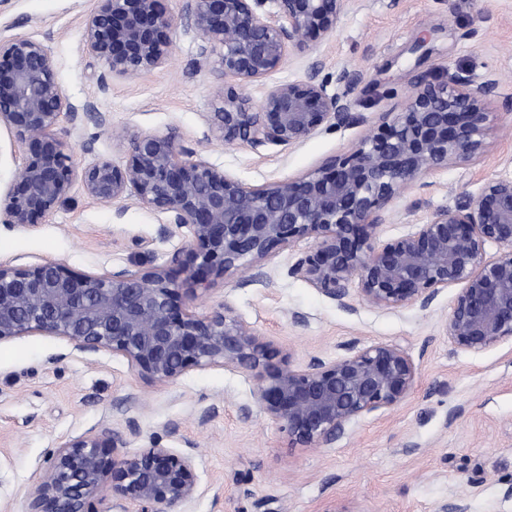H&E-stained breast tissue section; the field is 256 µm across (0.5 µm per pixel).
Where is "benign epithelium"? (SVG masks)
<instances>
[{"label":"benign epithelium","mask_w":512,"mask_h":512,"mask_svg":"<svg viewBox=\"0 0 512 512\" xmlns=\"http://www.w3.org/2000/svg\"><path fill=\"white\" fill-rule=\"evenodd\" d=\"M85 20L83 49L106 78H132L161 66L172 51L175 15L162 0H96ZM180 17L202 38L201 55L232 80L216 91L204 137L258 152L298 146L322 128L356 120L348 96L358 77L343 68L342 94L318 80L284 81L253 107L237 89L262 82L286 59L303 58L309 41L329 36L350 0H179ZM497 80H478L451 64L421 78L402 105L382 113L377 130L349 154L295 179L248 186L181 144L179 133L130 137L118 166L99 159L74 165L56 132L76 125L78 109L61 84L50 46L29 35L0 37V130L22 151L15 179L0 191L5 223L27 229L69 200L73 183L106 206L127 197L187 229L189 242L170 264L104 274L69 270L54 260L33 267L0 263V343L30 335L63 338L71 350L108 351L148 382H173L187 371L224 366L251 376L259 411L288 444L329 445L348 425L400 405L414 390L418 366L398 344L346 348L301 368L221 304L193 311L199 291L239 276L241 288L270 283L272 253L309 239L288 275L339 305L360 301L388 311L428 306L457 292L445 325L448 340L471 352L512 341V177L485 180L477 195L435 210L414 231L379 243L393 200L422 189L428 173L475 162L485 151L489 102ZM499 251L490 255L486 246ZM140 437L129 419L101 424L57 450L29 495L27 512H88L105 493L123 512H187L200 492L192 448L158 438L127 452Z\"/></svg>","instance_id":"benign-epithelium-1"}]
</instances>
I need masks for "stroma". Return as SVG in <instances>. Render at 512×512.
I'll return each mask as SVG.
<instances>
[{
  "instance_id": "obj_1",
  "label": "stroma",
  "mask_w": 512,
  "mask_h": 512,
  "mask_svg": "<svg viewBox=\"0 0 512 512\" xmlns=\"http://www.w3.org/2000/svg\"><path fill=\"white\" fill-rule=\"evenodd\" d=\"M95 0H0V35L47 40L58 75L77 107L94 104L105 126L83 121L68 135L73 162L101 158L125 165L121 135L179 131L185 147L250 186L302 176L353 151L392 103H404L411 84L453 63L474 77L494 74L492 121L485 152L426 175V188L403 191L388 223L375 231L386 242L411 232L439 208L476 195L485 179L512 176V0H351L335 32L314 41L311 59L336 92V72L359 77L353 95L359 122L324 130L296 147L253 152L205 140L220 73L200 55L201 40L179 18L173 50L160 67L134 79H109L85 54L82 33ZM430 34L431 55L412 45ZM165 218L135 199L104 206L73 185L70 201L28 229L0 222V261L32 267L55 259L83 273L143 269L167 262L185 233L163 239ZM310 241L273 253L274 285H215L195 302L198 313L220 304L290 354L292 366L329 359L352 343L402 346L418 365L414 392L394 409L351 423L321 448L290 446L254 407L253 382L221 366L193 369L175 382L149 383L117 355L71 352L51 336L0 344V512H26L30 492L53 452L101 421L135 420L140 445H193L202 487L190 512H439L462 497L470 512H512L504 498L512 482V343L482 353L458 348L443 327L455 289L428 307L396 312L356 303L339 307L288 268ZM135 397L128 407L126 397Z\"/></svg>"
}]
</instances>
